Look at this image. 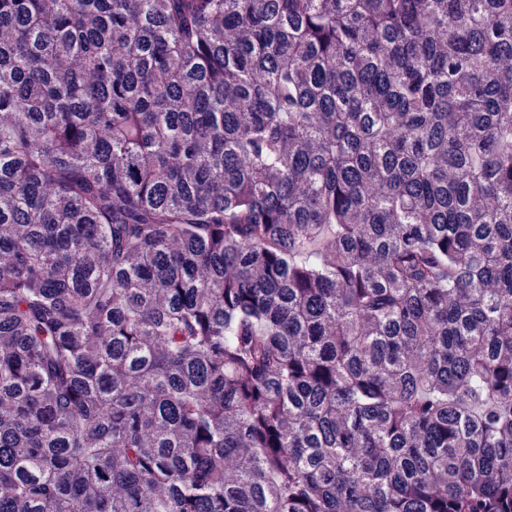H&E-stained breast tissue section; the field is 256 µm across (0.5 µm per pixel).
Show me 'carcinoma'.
I'll use <instances>...</instances> for the list:
<instances>
[{
  "mask_svg": "<svg viewBox=\"0 0 512 512\" xmlns=\"http://www.w3.org/2000/svg\"><path fill=\"white\" fill-rule=\"evenodd\" d=\"M0 512H512V0H0Z\"/></svg>",
  "mask_w": 512,
  "mask_h": 512,
  "instance_id": "1",
  "label": "carcinoma"
}]
</instances>
